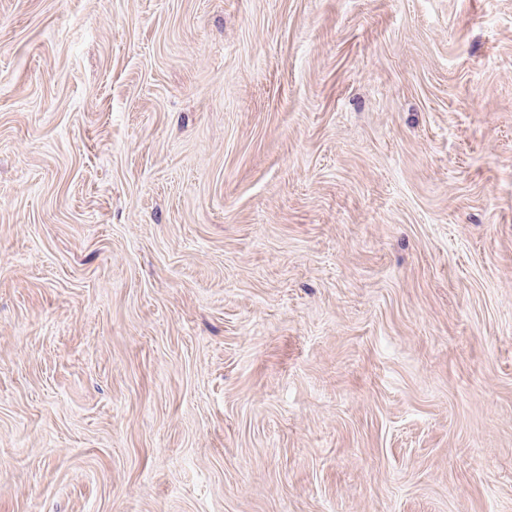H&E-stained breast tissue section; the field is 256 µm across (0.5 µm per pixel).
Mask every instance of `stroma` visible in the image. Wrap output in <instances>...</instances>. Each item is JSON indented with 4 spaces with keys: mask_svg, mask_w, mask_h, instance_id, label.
Wrapping results in <instances>:
<instances>
[{
    "mask_svg": "<svg viewBox=\"0 0 512 512\" xmlns=\"http://www.w3.org/2000/svg\"><path fill=\"white\" fill-rule=\"evenodd\" d=\"M0 512H512V0H0Z\"/></svg>",
    "mask_w": 512,
    "mask_h": 512,
    "instance_id": "1",
    "label": "stroma"
}]
</instances>
